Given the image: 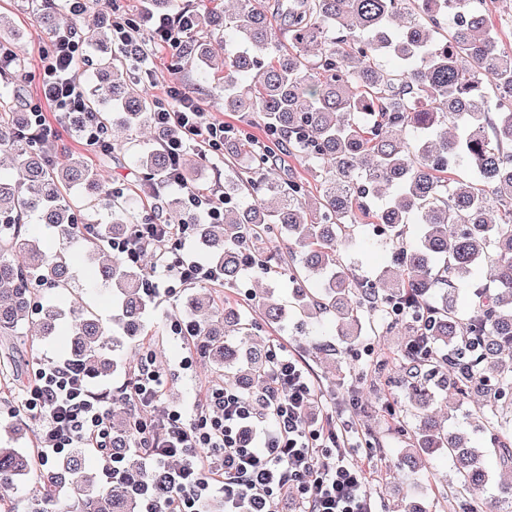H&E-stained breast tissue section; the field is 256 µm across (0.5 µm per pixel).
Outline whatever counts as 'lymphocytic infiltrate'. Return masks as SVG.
I'll return each mask as SVG.
<instances>
[{"instance_id":"f902f5d3","label":"lymphocytic infiltrate","mask_w":512,"mask_h":512,"mask_svg":"<svg viewBox=\"0 0 512 512\" xmlns=\"http://www.w3.org/2000/svg\"><path fill=\"white\" fill-rule=\"evenodd\" d=\"M84 43L75 30L52 38L43 59L47 102L62 112L86 107L77 86L76 65ZM159 128L175 129L167 146L178 161L190 144L218 152L224 125L208 120L199 103L179 82L168 85L165 99L152 114ZM191 232L186 224H139L130 237L111 247L125 260L142 256L143 240L181 243ZM270 382L258 401L269 405L270 426L258 448L244 446L242 432L257 420L255 402L224 386L212 388L207 411L190 419L180 410L163 412L161 425L134 417L136 440L152 473L140 482L143 512H206L204 494H224V512H274L277 502L294 499L299 512H374L365 469L349 458L350 443L335 427L313 429L304 413L313 393L308 371L286 350L270 354ZM164 391V380L152 356H143L127 394L135 407L150 406ZM25 405L44 422L41 447L56 456L70 449L101 448L112 424L80 372L68 362L36 369Z\"/></svg>"}]
</instances>
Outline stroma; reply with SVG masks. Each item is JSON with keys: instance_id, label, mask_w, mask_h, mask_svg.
<instances>
[{"instance_id": "obj_1", "label": "stroma", "mask_w": 512, "mask_h": 512, "mask_svg": "<svg viewBox=\"0 0 512 512\" xmlns=\"http://www.w3.org/2000/svg\"><path fill=\"white\" fill-rule=\"evenodd\" d=\"M19 2L0 0V27L16 29L20 35L19 43L26 53V96L33 101L42 97L41 58L48 37L33 24L28 14L20 10ZM45 113L48 125L60 135L67 150L85 154L89 163L103 170L111 182L140 187L143 174L129 158L118 162L104 159L82 139L64 135L63 123L53 107H46ZM345 255L354 261L353 273L364 278H375L390 262L389 252L375 243L373 229L368 225L358 228ZM205 290L218 295L223 292L222 286L211 282L187 284L173 293L160 292L148 305L144 315L146 326L183 318L187 297ZM59 301L66 307L76 302L93 306L105 317L112 313L108 290L101 285L90 265L83 262L74 266L71 286ZM256 333L267 345L288 350L311 373L314 391L307 410L310 424L322 427L339 418L352 423L353 460L369 475L368 490L378 512H389L393 503L400 500L419 502L427 512H473L478 503L496 494L501 481L512 479L511 473L503 471L495 461H488L490 483L487 489L464 502L452 498L449 493L448 485L454 481L455 472L453 461L447 454L437 452L424 456L421 464L412 470L398 469V459L408 448L414 427L411 417L404 414V391L390 384L387 378H376L374 367L378 351L400 350L405 341L400 333L360 336L348 342L337 336L336 324L329 318L310 333L300 332L292 324L276 332L262 326ZM156 347V363L166 378L157 410L176 404L188 417L198 416L209 390L218 380L214 368L199 357L191 369H181L179 363L187 354L188 345L180 337L162 336ZM14 356L19 375L28 378L37 368L64 362L68 353L61 337L44 339L32 335L25 326L20 330ZM114 358L117 366L111 376L102 383H91L90 388L110 395L106 407L113 413V426L118 427L135 413L124 398V389L136 373L134 346H125L115 353ZM23 399L22 387L0 377V424L23 422L27 434L19 440L18 446L26 449L39 439L43 421L26 411Z\"/></svg>"}]
</instances>
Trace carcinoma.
Masks as SVG:
<instances>
[{
    "mask_svg": "<svg viewBox=\"0 0 512 512\" xmlns=\"http://www.w3.org/2000/svg\"><path fill=\"white\" fill-rule=\"evenodd\" d=\"M31 18L49 36L63 25L54 0H31ZM183 14L175 31L172 65L197 66L184 86L204 84L223 97L224 111L241 114V126L224 127V219L199 220L183 193L201 188L182 169V192L158 183L170 167L164 135L155 146L112 143L106 156L131 155L144 172L153 209L122 186L105 187L83 154L51 160L48 137L23 111L25 58L0 69V336H15L25 322L39 335L67 337L68 355L91 383L114 369L108 350L128 342L148 353L142 266L112 254L110 241L158 219L196 227L204 257L221 266L222 284L233 288L245 267L260 270L276 260L295 283V305L265 291L262 315L270 327L290 318L304 326L331 316L340 336L357 337L373 324L386 330L402 320L407 340L393 363V383L408 390L418 417L402 465L444 450L456 464L459 494L472 495L489 481L484 448L463 430L450 431L429 414L442 394L476 399L475 414L488 423L492 452L512 470V436L499 432L498 416L512 413V42L494 27L487 0H143L130 16ZM224 45L213 71L214 44ZM95 70L106 96L86 95V112L65 118L78 134L88 119L107 131L151 125L154 99L132 76L136 60L100 45ZM262 126L265 138L248 131ZM455 129L448 136V127ZM288 154L307 163L306 176L280 177L272 161ZM465 163L466 178L451 176ZM320 185L319 194L309 181ZM77 188L72 204L63 190ZM104 210L105 224L85 229L86 214ZM32 221L85 251L49 255L39 239L22 231ZM362 224H380L379 242L391 265L375 279L359 278L343 262L342 249ZM419 225L416 241L408 229ZM172 242L142 243L162 261ZM88 257L112 293V326L92 307L68 309L39 300L43 288H69L71 267ZM490 271V288L472 280L474 268ZM472 287V302L457 306V283ZM185 312L200 328L199 350L224 385L254 398L265 385L268 352L253 346V324L242 305L190 299ZM131 422L112 433L104 456L120 460L121 477L104 483L85 467L76 448L48 469L36 467L39 451L0 444V486L33 477L40 497L33 512H140L129 485L149 479L135 448ZM78 497L69 505L58 491ZM512 504V483L485 503L484 512Z\"/></svg>",
    "mask_w": 512,
    "mask_h": 512,
    "instance_id": "carcinoma-1",
    "label": "carcinoma"
}]
</instances>
